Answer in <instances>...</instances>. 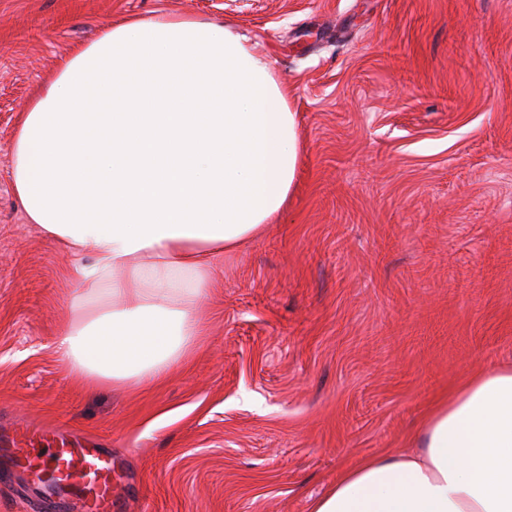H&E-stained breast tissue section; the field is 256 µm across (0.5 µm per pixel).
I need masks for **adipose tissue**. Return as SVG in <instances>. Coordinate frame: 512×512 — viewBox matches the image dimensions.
Listing matches in <instances>:
<instances>
[{
    "mask_svg": "<svg viewBox=\"0 0 512 512\" xmlns=\"http://www.w3.org/2000/svg\"><path fill=\"white\" fill-rule=\"evenodd\" d=\"M288 87L234 26L108 23L21 115L12 179L29 223L74 254L78 316L57 355L86 384L151 386L203 333L212 255L288 206ZM310 512H512V367L441 403L410 453L361 460Z\"/></svg>",
    "mask_w": 512,
    "mask_h": 512,
    "instance_id": "ef3b65f1",
    "label": "adipose tissue"
}]
</instances>
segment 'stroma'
I'll list each match as a JSON object with an SVG mask.
<instances>
[{
    "mask_svg": "<svg viewBox=\"0 0 512 512\" xmlns=\"http://www.w3.org/2000/svg\"><path fill=\"white\" fill-rule=\"evenodd\" d=\"M224 21L286 81L303 163L217 255L205 333L158 384L90 387L51 345L72 258L10 177L22 112L105 22ZM512 365V0H0V437L112 451L121 512H310Z\"/></svg>",
    "mask_w": 512,
    "mask_h": 512,
    "instance_id": "1",
    "label": "stroma"
}]
</instances>
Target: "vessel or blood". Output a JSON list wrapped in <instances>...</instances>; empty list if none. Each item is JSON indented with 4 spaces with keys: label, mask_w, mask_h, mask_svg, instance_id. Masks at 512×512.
Segmentation results:
<instances>
[{
    "label": "vessel or blood",
    "mask_w": 512,
    "mask_h": 512,
    "mask_svg": "<svg viewBox=\"0 0 512 512\" xmlns=\"http://www.w3.org/2000/svg\"><path fill=\"white\" fill-rule=\"evenodd\" d=\"M0 456L6 467L29 473V488L36 498L59 497L65 512H117L109 449L7 448Z\"/></svg>",
    "instance_id": "vessel-or-blood-1"
}]
</instances>
